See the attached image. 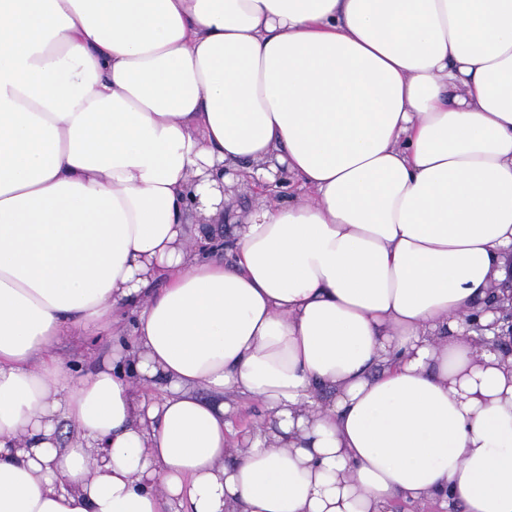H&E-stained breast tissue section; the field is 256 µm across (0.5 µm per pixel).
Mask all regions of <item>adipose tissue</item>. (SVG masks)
Here are the masks:
<instances>
[{
    "instance_id": "obj_1",
    "label": "adipose tissue",
    "mask_w": 512,
    "mask_h": 512,
    "mask_svg": "<svg viewBox=\"0 0 512 512\" xmlns=\"http://www.w3.org/2000/svg\"><path fill=\"white\" fill-rule=\"evenodd\" d=\"M510 280L512 0H0V512H512ZM111 342L102 339L98 342L89 340L75 344L72 341L64 340L58 348L59 354L66 363L75 369L87 370L97 364H101L111 352Z\"/></svg>"
}]
</instances>
